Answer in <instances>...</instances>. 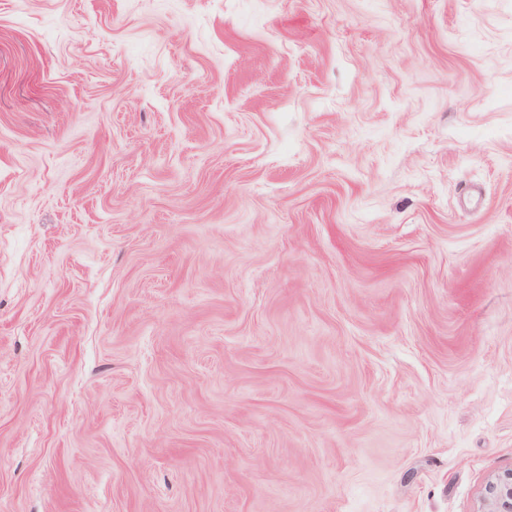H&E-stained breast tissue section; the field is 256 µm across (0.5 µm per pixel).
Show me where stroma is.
<instances>
[{"instance_id": "1", "label": "stroma", "mask_w": 512, "mask_h": 512, "mask_svg": "<svg viewBox=\"0 0 512 512\" xmlns=\"http://www.w3.org/2000/svg\"><path fill=\"white\" fill-rule=\"evenodd\" d=\"M511 468L512 0H0V512Z\"/></svg>"}]
</instances>
